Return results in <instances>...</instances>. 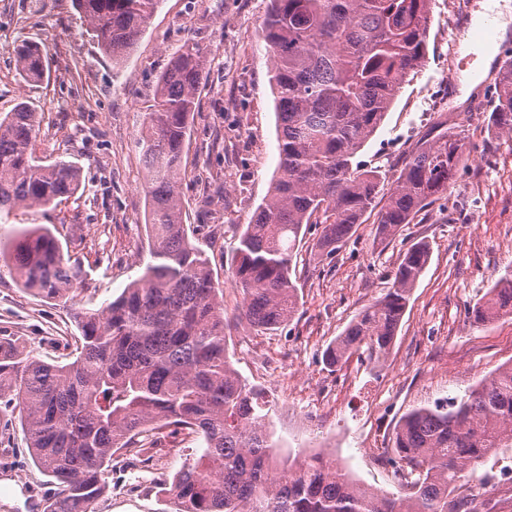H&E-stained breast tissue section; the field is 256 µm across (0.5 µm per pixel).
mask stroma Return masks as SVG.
<instances>
[{
  "instance_id": "obj_1",
  "label": "stroma",
  "mask_w": 512,
  "mask_h": 512,
  "mask_svg": "<svg viewBox=\"0 0 512 512\" xmlns=\"http://www.w3.org/2000/svg\"><path fill=\"white\" fill-rule=\"evenodd\" d=\"M267 0H162L122 64L88 35L75 0H0V116L27 102L43 119L34 145L43 163L64 159L82 185L68 200L21 208L0 220V238L26 226L48 227L87 272L85 286L61 299L24 290L0 272V340L51 364L75 358L78 312L117 298L149 262L145 171L136 146L158 76L173 53L194 42L208 53L193 116L183 218L224 287L230 357L250 385L275 404L271 425L278 458L336 445V460L362 484L393 492L387 462L401 416L412 406L456 397L512 363V316L487 324L469 317L495 280L512 271V138L488 126V110L470 111L490 80L481 43L447 24L448 0H433L425 61L404 85L382 125L358 155L381 170L387 197L406 159L441 122L462 130L470 161L447 194L392 239L375 236L366 214L336 254L318 255L321 227L309 225L292 275L300 309L293 321L264 332L240 319L243 293L231 266L246 224L268 194L279 157L269 52L262 36ZM37 45L48 72L25 83L14 54ZM459 66L445 71L449 52ZM428 243L431 260L418 281L384 361L366 352L327 366L324 351L365 307L390 288L406 250ZM17 401L0 399V512H36L61 492L34 464ZM195 443L163 433L151 466L115 456L106 491L91 512H172L161 480L172 479Z\"/></svg>"
}]
</instances>
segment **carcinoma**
<instances>
[{
    "label": "carcinoma",
    "instance_id": "carcinoma-1",
    "mask_svg": "<svg viewBox=\"0 0 512 512\" xmlns=\"http://www.w3.org/2000/svg\"><path fill=\"white\" fill-rule=\"evenodd\" d=\"M432 0H269L263 39L270 53L279 161L269 194L246 225L232 276L244 316L275 331L299 312L292 265L309 224L313 249L331 256L366 213L377 235L395 236L448 191L469 153L456 127L441 122L405 161L383 206L382 173L356 160L411 73L424 62ZM88 33L119 63L130 54L160 0H76ZM24 80H44L41 50L15 49ZM207 53L186 44L155 84L137 138L146 171L151 260L122 295L78 315L74 361L26 357L0 344V398L16 393L37 467L64 488L46 512H90L105 490L112 456L158 446L166 428L200 442L169 488L177 512H469L448 499L475 465L512 448V365L458 398L417 406L400 419L389 462L397 493L370 492L336 460L278 461L272 401L250 386L228 353L224 289L183 224L181 185ZM489 126L512 135V59ZM41 113L22 102L0 118V218L76 194L80 171L40 164L33 139ZM26 289L61 298L85 282L48 228L0 240V259ZM430 260L424 243L403 254L392 287L363 309L325 350L333 367L367 347L387 355L412 292ZM512 315V275L501 276L471 309L476 323Z\"/></svg>",
    "mask_w": 512,
    "mask_h": 512
}]
</instances>
